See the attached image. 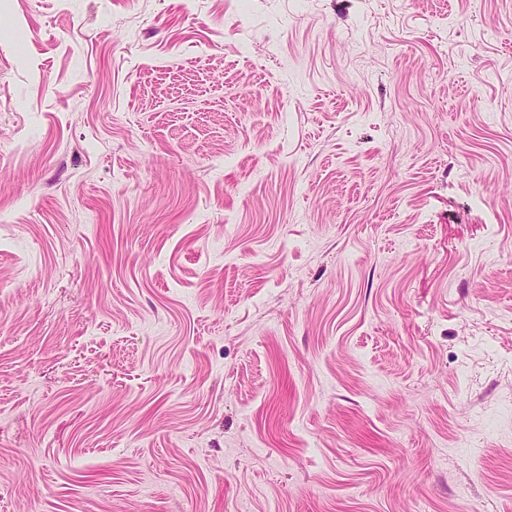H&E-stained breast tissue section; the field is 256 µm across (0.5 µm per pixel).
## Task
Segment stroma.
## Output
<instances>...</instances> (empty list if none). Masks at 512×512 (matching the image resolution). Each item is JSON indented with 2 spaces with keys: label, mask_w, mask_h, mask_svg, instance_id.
I'll return each instance as SVG.
<instances>
[{
  "label": "stroma",
  "mask_w": 512,
  "mask_h": 512,
  "mask_svg": "<svg viewBox=\"0 0 512 512\" xmlns=\"http://www.w3.org/2000/svg\"><path fill=\"white\" fill-rule=\"evenodd\" d=\"M0 512H512V0H0Z\"/></svg>",
  "instance_id": "stroma-1"
}]
</instances>
